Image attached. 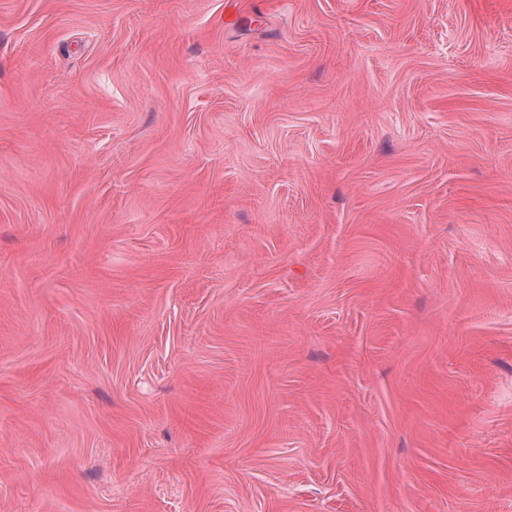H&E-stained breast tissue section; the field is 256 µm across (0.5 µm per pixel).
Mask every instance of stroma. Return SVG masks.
<instances>
[{
  "label": "stroma",
  "mask_w": 512,
  "mask_h": 512,
  "mask_svg": "<svg viewBox=\"0 0 512 512\" xmlns=\"http://www.w3.org/2000/svg\"><path fill=\"white\" fill-rule=\"evenodd\" d=\"M0 512H512V0H0Z\"/></svg>",
  "instance_id": "1"
}]
</instances>
